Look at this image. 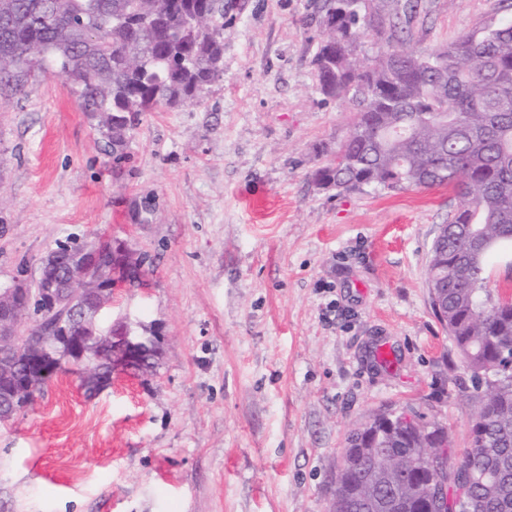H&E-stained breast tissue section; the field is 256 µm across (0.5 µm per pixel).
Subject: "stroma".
Returning a JSON list of instances; mask_svg holds the SVG:
<instances>
[{
	"label": "stroma",
	"mask_w": 512,
	"mask_h": 512,
	"mask_svg": "<svg viewBox=\"0 0 512 512\" xmlns=\"http://www.w3.org/2000/svg\"><path fill=\"white\" fill-rule=\"evenodd\" d=\"M512 0H418L409 46L445 48ZM315 0H249L201 102L140 117L114 163L61 77L0 89V288L68 237H119L146 285L99 318L151 331V372L47 380L0 422V512H329L348 434L379 413L471 446L480 392L434 314L445 187H319L350 129L310 66ZM387 350L381 360L379 350Z\"/></svg>",
	"instance_id": "35a3bbf8"
}]
</instances>
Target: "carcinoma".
<instances>
[{
    "label": "carcinoma",
    "mask_w": 512,
    "mask_h": 512,
    "mask_svg": "<svg viewBox=\"0 0 512 512\" xmlns=\"http://www.w3.org/2000/svg\"><path fill=\"white\" fill-rule=\"evenodd\" d=\"M384 22L387 47L356 55L366 0H319L324 37L310 64L322 93L350 105L352 121L335 159L313 176L337 193L369 187L446 186L460 197L431 246L428 283L482 403L470 450L455 470L429 447L443 428L418 440L410 422L356 445L347 438L329 512H512V298L496 297L489 258L512 249V22L482 26L446 49L417 54L409 10ZM242 0H0V83L18 88L51 64L97 132L121 156L140 116L198 102L224 76V39ZM143 284L145 272L104 271ZM67 308L34 315L9 354L27 367L30 345L52 347Z\"/></svg>",
    "instance_id": "carcinoma-1"
}]
</instances>
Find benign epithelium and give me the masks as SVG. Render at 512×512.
Instances as JSON below:
<instances>
[{"label":"benign epithelium","instance_id":"obj_1","mask_svg":"<svg viewBox=\"0 0 512 512\" xmlns=\"http://www.w3.org/2000/svg\"><path fill=\"white\" fill-rule=\"evenodd\" d=\"M102 248L95 240L87 242L77 250L70 252L65 264V286L55 279L39 275L37 290H32L23 282L0 290V311L8 318L0 322V345L15 342L20 337L19 329L23 320L32 312V303L56 304L61 289L71 293V311L68 322L60 325L58 345L49 351L39 346L28 350L31 369L17 375L14 384V396L34 390L37 382L53 376L63 361L81 362L86 353L91 352L101 367L86 366L84 375L102 386L107 385L111 375L109 371L116 366L137 372H145L153 357V339L146 336H134L129 328L114 332L107 337L89 344L77 335L78 329L86 322L87 315H97L112 303V289L101 281L89 277L87 265L81 261L84 256H93ZM108 250L120 260L123 268L134 270L139 267V254L128 241L112 238L108 240Z\"/></svg>","mask_w":512,"mask_h":512}]
</instances>
